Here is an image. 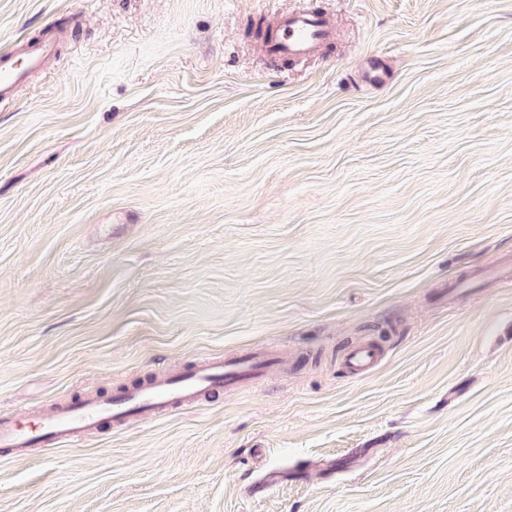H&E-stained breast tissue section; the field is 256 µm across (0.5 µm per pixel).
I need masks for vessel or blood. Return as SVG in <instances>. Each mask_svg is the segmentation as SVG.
<instances>
[{
    "label": "vessel or blood",
    "instance_id": "1",
    "mask_svg": "<svg viewBox=\"0 0 512 512\" xmlns=\"http://www.w3.org/2000/svg\"><path fill=\"white\" fill-rule=\"evenodd\" d=\"M332 35L322 12L298 10L279 19L268 51L285 59L304 58ZM50 52L51 47L46 44L27 52L16 63L0 66V95H8L29 70L43 64ZM275 362L269 352L205 360L179 374L149 381L119 396H89L58 407L31 426L0 417V447L22 454L35 444L75 439L98 431L107 423L117 426L135 416L151 420L175 409L194 407L210 393L234 388L245 381L253 386L260 384ZM379 362L378 349L368 343L350 346L342 360L344 367L356 376L368 373Z\"/></svg>",
    "mask_w": 512,
    "mask_h": 512
}]
</instances>
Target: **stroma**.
<instances>
[{
    "label": "stroma",
    "instance_id": "1",
    "mask_svg": "<svg viewBox=\"0 0 512 512\" xmlns=\"http://www.w3.org/2000/svg\"><path fill=\"white\" fill-rule=\"evenodd\" d=\"M303 6L332 42L268 57ZM44 43L0 98V416L278 362L0 448V512H512V0H0V56ZM380 362V352L368 343L350 346L343 356V366L353 375H364ZM275 362L271 352L205 360L119 396H88L58 407L32 426L0 417V447L22 455L35 444L75 439L98 431L107 423L117 426L135 416L151 420L173 409L194 407L209 393L232 389L245 381L251 386L260 384Z\"/></svg>",
    "mask_w": 512,
    "mask_h": 512
}]
</instances>
